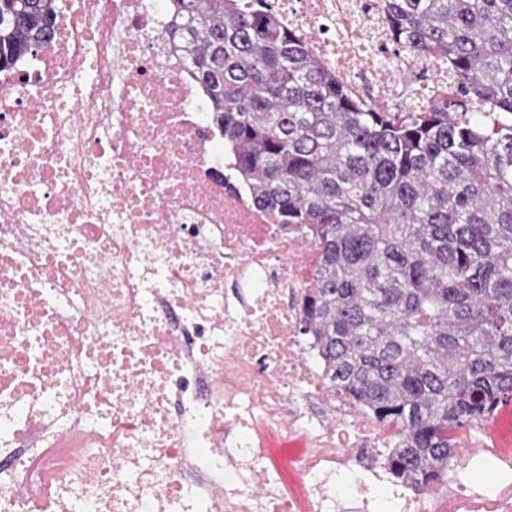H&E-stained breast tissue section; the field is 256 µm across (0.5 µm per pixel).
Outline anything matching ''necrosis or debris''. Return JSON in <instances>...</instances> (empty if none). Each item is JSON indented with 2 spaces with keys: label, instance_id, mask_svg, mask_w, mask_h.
I'll return each mask as SVG.
<instances>
[{
  "label": "necrosis or debris",
  "instance_id": "necrosis-or-debris-1",
  "mask_svg": "<svg viewBox=\"0 0 512 512\" xmlns=\"http://www.w3.org/2000/svg\"><path fill=\"white\" fill-rule=\"evenodd\" d=\"M272 5L383 111L457 84L391 48L384 0ZM171 19L56 0L55 38L0 70V512H512L511 435L469 428L419 488L396 428L326 383L321 251L253 204Z\"/></svg>",
  "mask_w": 512,
  "mask_h": 512
}]
</instances>
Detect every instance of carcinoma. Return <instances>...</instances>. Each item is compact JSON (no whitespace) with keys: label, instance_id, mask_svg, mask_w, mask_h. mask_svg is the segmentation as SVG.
I'll return each instance as SVG.
<instances>
[{"label":"carcinoma","instance_id":"obj_1","mask_svg":"<svg viewBox=\"0 0 512 512\" xmlns=\"http://www.w3.org/2000/svg\"><path fill=\"white\" fill-rule=\"evenodd\" d=\"M171 11L253 202L322 251L304 332L329 384L399 428L395 475L440 482L452 433L512 404V0H385L397 48L459 78L406 116L341 85L266 0ZM53 19L54 0H0V68Z\"/></svg>","mask_w":512,"mask_h":512}]
</instances>
